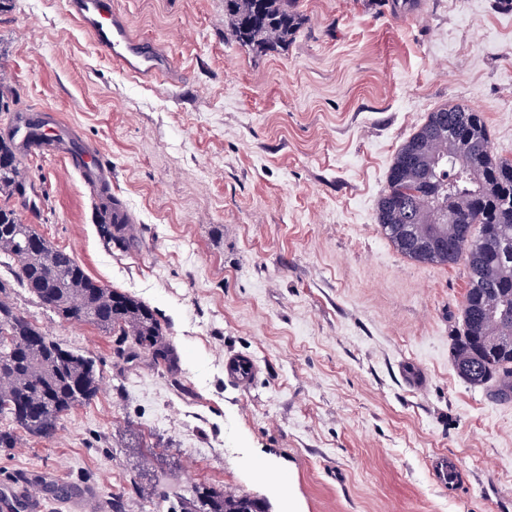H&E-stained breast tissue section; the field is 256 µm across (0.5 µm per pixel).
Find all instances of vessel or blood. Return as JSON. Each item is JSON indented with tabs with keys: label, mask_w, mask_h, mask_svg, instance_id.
<instances>
[{
	"label": "vessel or blood",
	"mask_w": 512,
	"mask_h": 512,
	"mask_svg": "<svg viewBox=\"0 0 512 512\" xmlns=\"http://www.w3.org/2000/svg\"><path fill=\"white\" fill-rule=\"evenodd\" d=\"M64 12L72 17L91 37L105 58L126 73L142 79H168L173 75L170 58L146 39L135 37L124 14L112 6V0H62ZM72 162L89 175L90 187H97L112 177V172L99 160L93 147H85ZM228 378L246 385L256 371L252 360L235 355L225 361ZM430 473L440 487H457L463 482L460 464L445 456L436 457ZM0 512H45L43 500L28 497L24 487L0 488Z\"/></svg>",
	"instance_id": "vessel-or-blood-1"
}]
</instances>
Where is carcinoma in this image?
Returning a JSON list of instances; mask_svg holds the SVG:
<instances>
[{"label":"carcinoma","instance_id":"cac0c4a2","mask_svg":"<svg viewBox=\"0 0 512 512\" xmlns=\"http://www.w3.org/2000/svg\"><path fill=\"white\" fill-rule=\"evenodd\" d=\"M299 0H224L232 36L257 52L287 45L303 17ZM421 0H387L394 15ZM26 178L12 141L0 138V415L15 429L50 438L74 407L89 403L100 386L91 358L63 346L8 300L26 289L64 321H81L113 338L118 358L148 354L167 371L176 367L154 311L134 297L91 278L74 255L50 243L9 201L24 192ZM378 200L376 221L393 247L419 263L450 265L464 257L468 288L461 333L451 339L458 376L474 388L496 387L512 397V158L493 152L483 113L455 103L440 107L399 147ZM103 208L100 233L123 248L128 219ZM170 512H261L246 496H226L202 486L194 499Z\"/></svg>","mask_w":512,"mask_h":512}]
</instances>
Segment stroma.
<instances>
[{
    "instance_id": "stroma-1",
    "label": "stroma",
    "mask_w": 512,
    "mask_h": 512,
    "mask_svg": "<svg viewBox=\"0 0 512 512\" xmlns=\"http://www.w3.org/2000/svg\"><path fill=\"white\" fill-rule=\"evenodd\" d=\"M171 55L178 81L143 82L103 58L60 0L0 13L11 79L0 137L35 112L74 127L111 168L132 229L99 231L102 200L70 151L24 158L26 223L105 286L145 303L178 371L114 357L24 289L21 314L95 360L100 389L48 439L0 447V485L53 494L47 512H168L207 486L266 512H512V401L465 383V262L419 264L375 221L387 169L428 112L483 113L512 158V12L493 0H300L292 43L257 54L224 0H112ZM253 359L247 387L224 358ZM456 457L459 491L429 477Z\"/></svg>"
}]
</instances>
